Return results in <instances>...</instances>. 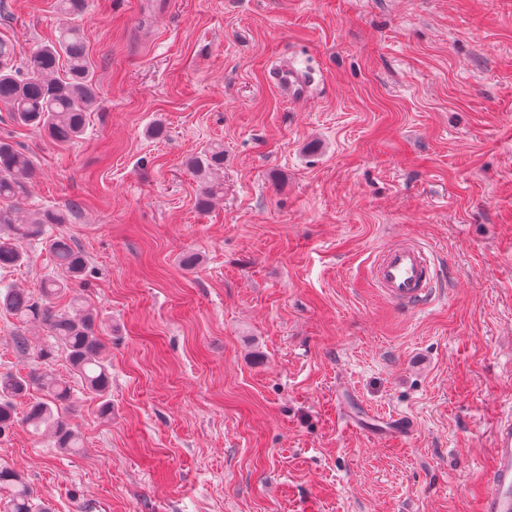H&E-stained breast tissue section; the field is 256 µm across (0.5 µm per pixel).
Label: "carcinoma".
<instances>
[{"label":"carcinoma","mask_w":512,"mask_h":512,"mask_svg":"<svg viewBox=\"0 0 512 512\" xmlns=\"http://www.w3.org/2000/svg\"><path fill=\"white\" fill-rule=\"evenodd\" d=\"M98 87L86 45L77 29L64 25L58 39L33 48L22 64L16 63L14 46L0 39V104L12 120L69 144L86 130L87 112L96 103ZM200 179L197 205L210 208L224 196V183L211 175L224 168V145L215 142L189 160ZM34 165L31 158L8 140L0 138V201L17 202L28 193ZM72 209L46 210L27 224L0 209V267L27 262L20 247L25 239H40L52 256L55 270L45 276L35 292L8 288L0 292V312L21 324L41 322L54 339L53 346L38 352L44 364L26 375L0 374V433L17 422L14 399L36 390L23 423L48 434L64 453L78 452L81 440L70 422L68 390L59 385L47 361L64 357L89 391L100 397L110 388L109 366L101 357L97 315L82 306L74 312L58 310L53 300L84 280L87 264L82 254L63 237L44 236L43 225L65 224ZM0 512H52L37 501L32 487L7 462L0 463Z\"/></svg>","instance_id":"carcinoma-1"}]
</instances>
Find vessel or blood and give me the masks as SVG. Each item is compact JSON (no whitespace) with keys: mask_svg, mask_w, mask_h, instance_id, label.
Segmentation results:
<instances>
[{"mask_svg":"<svg viewBox=\"0 0 512 512\" xmlns=\"http://www.w3.org/2000/svg\"><path fill=\"white\" fill-rule=\"evenodd\" d=\"M268 84L292 102L309 99L313 80L293 61L280 60L266 73ZM436 260L433 252L403 242L384 249L370 270L374 288L397 310L412 312L430 304L434 296ZM478 512H512V413L502 417L494 434V448Z\"/></svg>","mask_w":512,"mask_h":512,"instance_id":"b4317fda","label":"vessel or blood"}]
</instances>
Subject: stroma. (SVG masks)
<instances>
[{
    "label": "stroma",
    "instance_id": "1",
    "mask_svg": "<svg viewBox=\"0 0 512 512\" xmlns=\"http://www.w3.org/2000/svg\"><path fill=\"white\" fill-rule=\"evenodd\" d=\"M66 24L100 92L84 135L0 107V137L33 160L26 210L80 205L48 231L87 261L112 416L53 361L80 451L17 424L0 459L53 512H477L512 410V0H0L18 55ZM286 53L311 101L267 85ZM215 141L202 210L187 161ZM402 237L438 263L411 313L369 282ZM22 248L0 290L50 273ZM18 327L0 313V374L52 343L27 329L20 354ZM189 164L197 172L201 183L197 205L201 209H208L224 196V183L212 180L210 176L224 168V145L211 143L199 155L192 157Z\"/></svg>",
    "mask_w": 512,
    "mask_h": 512
}]
</instances>
